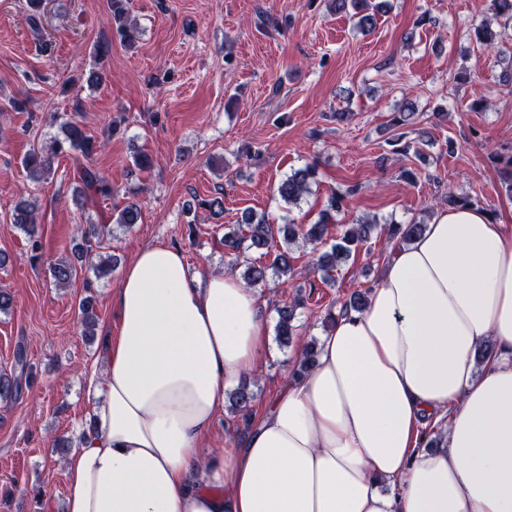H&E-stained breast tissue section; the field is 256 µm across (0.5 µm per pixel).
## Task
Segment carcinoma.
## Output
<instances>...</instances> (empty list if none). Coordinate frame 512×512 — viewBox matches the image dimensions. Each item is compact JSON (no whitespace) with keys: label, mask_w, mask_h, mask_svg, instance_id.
Wrapping results in <instances>:
<instances>
[{"label":"carcinoma","mask_w":512,"mask_h":512,"mask_svg":"<svg viewBox=\"0 0 512 512\" xmlns=\"http://www.w3.org/2000/svg\"><path fill=\"white\" fill-rule=\"evenodd\" d=\"M129 0H109V23L115 26L116 33L124 42L134 41L137 31L128 16ZM330 7L338 12H345L349 15L353 27L361 32H369L374 29L377 16L380 14L381 4L374 3V0H329ZM478 41L489 49L497 48L499 34L491 28V22H485L476 31ZM65 135L64 140L55 139L49 145L34 147L23 157L22 165L28 170L29 177L36 181L46 182L55 174L54 163L57 156L62 153V142L66 141L69 146L87 157L94 152V144L85 134L80 123L69 121L62 126ZM315 177V168L306 165L293 170L282 178L277 185V195L287 204H296L307 193L310 192V184ZM80 180L89 191L92 198L110 200L114 194L112 182L98 172L87 166L80 168ZM357 190L352 186L343 192L333 191L328 196L324 208L318 214L317 220L312 224L298 225L291 221L273 228L265 218L255 219V216H247L248 236H243L240 229L234 227L224 232V247L228 253L238 258L245 251L251 248H264L268 245L273 233H278L283 243L290 246L296 243L297 238L306 242L325 244L327 243L328 226L335 223L336 214L345 210L349 199ZM34 204L28 200L21 201L15 210L14 221L22 226L29 237L31 248L34 251L40 249L38 227L34 216ZM140 219V208L137 203L129 202L118 211L114 223L126 229L138 223ZM377 221L359 220L349 225L333 243L329 244L317 258L316 269L324 276H330V272L346 261L351 256L359 253L365 244L370 240L371 233L376 227ZM424 230V222L412 221L408 224L388 223V236L400 237L401 240H410L421 234ZM112 236V229L107 224H89L82 233L86 242V248L78 253V259L91 257L94 248H99L105 239ZM51 271L55 281L60 285H66L78 274L76 264L66 261H58L51 265ZM292 268L288 260V253L276 254L271 265L267 266L261 262L247 261L242 273V279L247 286L260 288L268 281V275L277 279L288 277ZM304 306L302 298L296 296L287 304L277 308L276 336L279 345L286 346L290 343L295 334L294 321L296 311ZM79 311L82 323L88 334H93V327L96 323V312L94 311V299L91 296L84 297L79 303ZM14 369L11 374H0V400L13 401L20 399L25 390L30 388L33 382V371L28 363L27 351L24 345L17 346L14 355ZM255 400L254 392L248 385H242L230 396L228 410L232 414L249 410Z\"/></svg>","instance_id":"carcinoma-1"}]
</instances>
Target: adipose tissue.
Wrapping results in <instances>:
<instances>
[{
  "instance_id": "adipose-tissue-1",
  "label": "adipose tissue",
  "mask_w": 512,
  "mask_h": 512,
  "mask_svg": "<svg viewBox=\"0 0 512 512\" xmlns=\"http://www.w3.org/2000/svg\"><path fill=\"white\" fill-rule=\"evenodd\" d=\"M111 304L65 512H512V228L483 210H441L395 246L362 310L337 315L204 470L228 393L261 370L265 301L233 270L193 272L152 245ZM431 422L437 448L421 445Z\"/></svg>"
}]
</instances>
